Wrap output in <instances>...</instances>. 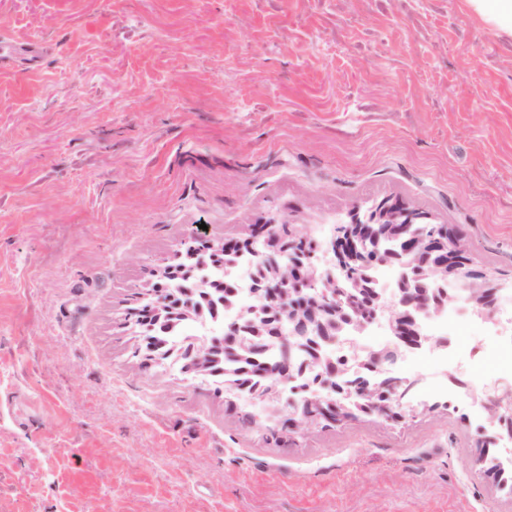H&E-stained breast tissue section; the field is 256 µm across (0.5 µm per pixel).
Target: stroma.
Here are the masks:
<instances>
[{
  "label": "stroma",
  "instance_id": "stroma-1",
  "mask_svg": "<svg viewBox=\"0 0 512 512\" xmlns=\"http://www.w3.org/2000/svg\"><path fill=\"white\" fill-rule=\"evenodd\" d=\"M0 512H512L471 404L489 320L404 352L401 420L276 431L151 358L132 314L190 233L398 200L512 283V33L465 0H0Z\"/></svg>",
  "mask_w": 512,
  "mask_h": 512
}]
</instances>
